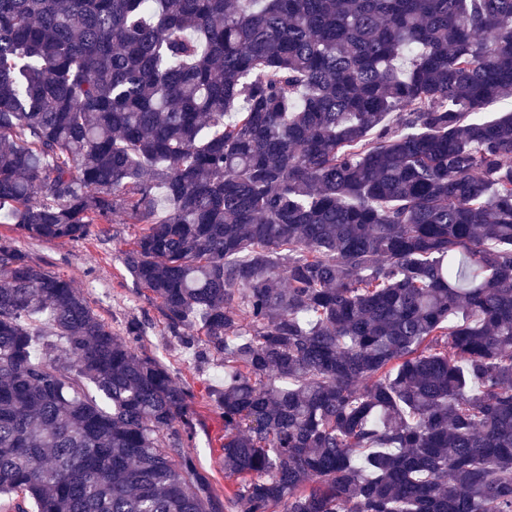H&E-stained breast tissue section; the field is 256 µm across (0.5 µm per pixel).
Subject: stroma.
<instances>
[{"label": "stroma", "instance_id": "35a3bbf8", "mask_svg": "<svg viewBox=\"0 0 512 512\" xmlns=\"http://www.w3.org/2000/svg\"><path fill=\"white\" fill-rule=\"evenodd\" d=\"M140 230V225L127 223L123 215L117 214L105 237L56 242L22 238L18 246L32 261L71 280L115 334H123L129 320L142 323L144 336L138 351L165 364L194 394L198 426L191 452L221 494L232 487L233 481L226 478L218 463L224 420L208 394L224 385V359L214 355L207 362H199L193 350L167 330L158 301L133 285L122 265V253Z\"/></svg>", "mask_w": 512, "mask_h": 512}]
</instances>
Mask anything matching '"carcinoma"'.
I'll use <instances>...</instances> for the list:
<instances>
[{"label":"carcinoma","mask_w":512,"mask_h":512,"mask_svg":"<svg viewBox=\"0 0 512 512\" xmlns=\"http://www.w3.org/2000/svg\"><path fill=\"white\" fill-rule=\"evenodd\" d=\"M510 96L512 0H0L12 232L144 225L236 478L142 323L0 235L13 512H512Z\"/></svg>","instance_id":"cac0c4a2"}]
</instances>
